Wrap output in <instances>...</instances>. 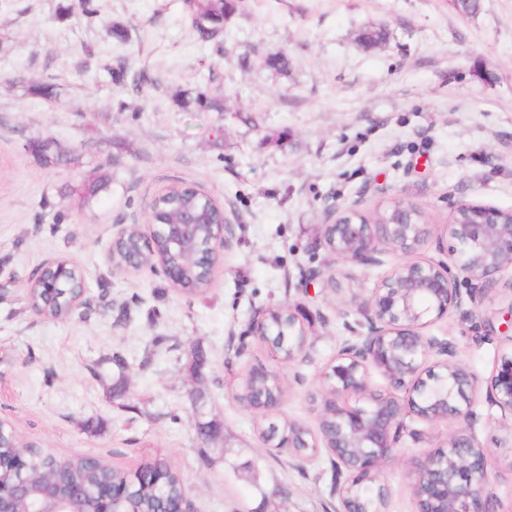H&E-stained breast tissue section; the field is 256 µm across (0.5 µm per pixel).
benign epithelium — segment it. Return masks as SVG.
I'll use <instances>...</instances> for the list:
<instances>
[{
  "label": "benign epithelium",
  "mask_w": 512,
  "mask_h": 512,
  "mask_svg": "<svg viewBox=\"0 0 512 512\" xmlns=\"http://www.w3.org/2000/svg\"><path fill=\"white\" fill-rule=\"evenodd\" d=\"M203 206L184 209L178 221L166 225L168 236L177 242L195 240L198 227H213L208 250L203 255L210 273L223 263L229 246L232 224L229 218L215 222L223 213L206 193ZM388 218L374 222L355 208L341 212L326 210L323 229L334 240L332 252L350 265L379 262L381 248L408 256L410 242L421 246L434 233L429 224L414 221L413 207L396 201L387 210ZM453 241L449 261L403 262L376 288L360 308L369 329L364 336L344 342L336 361L324 373L332 389L325 414L336 420V450L353 454L356 474L371 477L393 455L399 431L407 416L429 423L455 417L468 425L475 413L471 400L473 377L456 361L453 347L446 341L421 336L424 320L440 319L473 299L475 290H489L496 276L512 270V211L495 206L461 202L453 223L448 225ZM471 283L467 294L457 288L451 270ZM446 356L436 367L422 372L431 353ZM389 381L391 389L374 391L368 382V367ZM410 386L401 398L393 390ZM489 402L512 416V352L502 353L495 366ZM32 460L27 449L15 448L0 454V512H79L74 508L81 495L82 480L75 475L70 486L58 487L49 481L41 491L29 480ZM492 473L487 451L468 435H458L448 450L433 453L419 462L413 472V494L417 512H497L488 486ZM126 486L111 482L93 492V512H120L116 504Z\"/></svg>",
  "instance_id": "benign-epithelium-1"
}]
</instances>
